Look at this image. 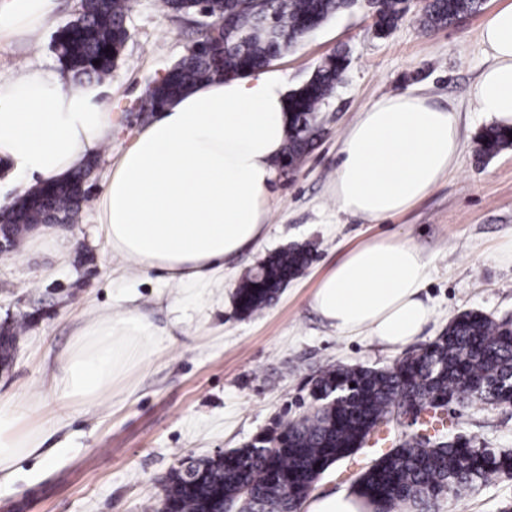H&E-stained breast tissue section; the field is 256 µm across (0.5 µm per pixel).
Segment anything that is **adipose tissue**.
<instances>
[{
    "instance_id": "adipose-tissue-1",
    "label": "adipose tissue",
    "mask_w": 512,
    "mask_h": 512,
    "mask_svg": "<svg viewBox=\"0 0 512 512\" xmlns=\"http://www.w3.org/2000/svg\"><path fill=\"white\" fill-rule=\"evenodd\" d=\"M57 0H0V41L36 35ZM482 44L492 65L473 89L477 111L512 127V6L489 13ZM97 83L62 80L27 62L0 78V162L22 187L80 170L112 140ZM285 80L267 70L199 83L140 131L109 171L96 219L110 256L166 283L217 288L227 260L267 227L273 162L287 137ZM460 147L454 112L413 93L368 105L347 130L334 178L340 211L380 221L426 196ZM428 259L408 241L376 239L350 250L320 280L312 306L337 335H367L398 351L424 332L432 310L421 293ZM86 318L50 384L66 404L91 408L122 374L150 362L169 336L140 312ZM30 405L0 400V474L39 453L45 431Z\"/></svg>"
}]
</instances>
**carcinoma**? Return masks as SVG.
<instances>
[{"instance_id":"obj_1","label":"carcinoma","mask_w":512,"mask_h":512,"mask_svg":"<svg viewBox=\"0 0 512 512\" xmlns=\"http://www.w3.org/2000/svg\"><path fill=\"white\" fill-rule=\"evenodd\" d=\"M359 0H163L176 16L204 10L221 38L201 29L188 54L170 76L149 92L142 110L157 112L200 82L235 77L266 67L334 15ZM135 0H85L84 12L62 29L54 43L59 60L77 81L112 75L127 39L126 20ZM376 33L387 34L406 12L403 0H367ZM483 0H426L420 15L428 29L444 28L460 16L481 11ZM99 64H93V61ZM348 65L345 53L323 60L303 84L288 94V135L278 164L293 170L320 135L316 112L332 95ZM512 130L482 128L478 152L485 158L512 146ZM82 173L37 187L0 212V236L16 246L29 224L62 223L88 201ZM312 250L292 244L270 255L236 291L244 315H257L281 288L310 264ZM25 327L0 331V363L13 361ZM314 411L288 423L273 436L255 440L215 459L192 461L170 471L164 484L170 512H224L249 485L247 512H293L315 481L336 461L352 455L376 427L408 411L414 429L389 451L372 459L353 485L374 512H435L443 501L458 500L497 478L512 479V451L477 448L465 436L437 440L421 423L422 412L447 415L451 406L471 402L512 405V317L495 320L465 310L418 351L385 370L360 365L329 367L315 379Z\"/></svg>"}]
</instances>
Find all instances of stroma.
Instances as JSON below:
<instances>
[{
	"instance_id": "obj_1",
	"label": "stroma",
	"mask_w": 512,
	"mask_h": 512,
	"mask_svg": "<svg viewBox=\"0 0 512 512\" xmlns=\"http://www.w3.org/2000/svg\"><path fill=\"white\" fill-rule=\"evenodd\" d=\"M81 0H59L53 21L35 38L0 45V77L28 60L54 72L56 32L75 20ZM512 0H484L481 13L440 30L418 21L420 0L394 29L377 34L367 8L342 12L273 60L269 71L288 88L306 81L329 55L343 51L348 69L317 114L321 134L303 163L278 173L271 188L265 238L224 268L213 293L169 288L157 272L123 268L106 259L94 200L109 174V159L131 145L153 118L141 111L144 94L188 52L200 14L176 16L161 0H138L127 19L128 38L102 100L112 114V151L99 153L89 175L92 199L72 222L53 225L67 250L28 242L0 256V326L27 321L15 358L0 371V397L35 403L46 427L41 456L22 460L14 478L0 481V512H142L160 506L169 472L184 459L244 446L272 426L312 413L314 378L339 363L393 366L402 354L368 336H340L312 307L324 273L351 248L395 237L416 245L430 261L422 292L433 308L420 336L428 344L449 321L475 309L512 317V265L496 254L512 240V147L479 156L476 136L489 118L477 112L472 91L491 65L481 42L485 13ZM414 92L453 109L460 149L455 164L423 199L380 222L339 212L332 177L341 141L359 112L391 94ZM310 244L313 260L262 314L236 306L241 280L269 254ZM140 304L172 339L157 358L120 381L89 409L62 407L49 385L54 359L71 344L79 322L93 313L121 312L129 282ZM455 432L477 444L512 449V406L476 402L456 408ZM374 450L363 447L332 465L314 485L318 494L348 492ZM441 512H512V479H500Z\"/></svg>"
}]
</instances>
